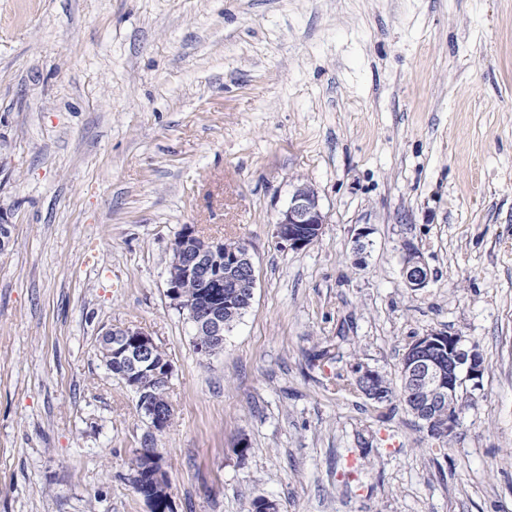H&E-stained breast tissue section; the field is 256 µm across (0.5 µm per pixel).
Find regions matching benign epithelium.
I'll return each mask as SVG.
<instances>
[{
	"mask_svg": "<svg viewBox=\"0 0 512 512\" xmlns=\"http://www.w3.org/2000/svg\"><path fill=\"white\" fill-rule=\"evenodd\" d=\"M326 224L316 189L297 184L288 197L287 206L278 212L276 239L281 248L303 250L322 236ZM200 239L197 226L186 224L174 241L175 261L171 265L168 294L178 303L180 284L185 275H196L208 287L188 316L195 335L224 341V289L244 288L252 296L256 289L255 267L248 244L241 241L238 248L225 249L222 239H208V248L198 250L193 239ZM401 276L406 287L420 290L429 282V270L419 252L407 247L403 256ZM112 337L104 350L103 362L122 368L124 383L137 396L138 404L150 427L165 430L172 417L167 399H155L150 388L169 384L172 376L170 362L155 357L157 347L146 331L126 327L107 331ZM416 347L403 353L400 377L419 399L409 413L427 433L453 437L461 423L460 398L472 396L481 387L485 373L482 356L474 343L461 336H446L427 332L414 337ZM448 356V382H443L439 368L442 356ZM151 512H171V491L159 484L146 498Z\"/></svg>",
	"mask_w": 512,
	"mask_h": 512,
	"instance_id": "7a95c632",
	"label": "benign epithelium"
}]
</instances>
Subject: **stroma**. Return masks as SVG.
<instances>
[{
    "mask_svg": "<svg viewBox=\"0 0 512 512\" xmlns=\"http://www.w3.org/2000/svg\"><path fill=\"white\" fill-rule=\"evenodd\" d=\"M300 182L327 224L282 249ZM0 207V512H149L147 446L173 512H512V0H0ZM186 224L256 267L212 355L167 294ZM123 327L172 365L164 431L99 358ZM430 331L486 365L441 452L329 390ZM401 276L410 290H421L429 282V270L419 252L407 247L403 256Z\"/></svg>",
    "mask_w": 512,
    "mask_h": 512,
    "instance_id": "stroma-1",
    "label": "stroma"
}]
</instances>
